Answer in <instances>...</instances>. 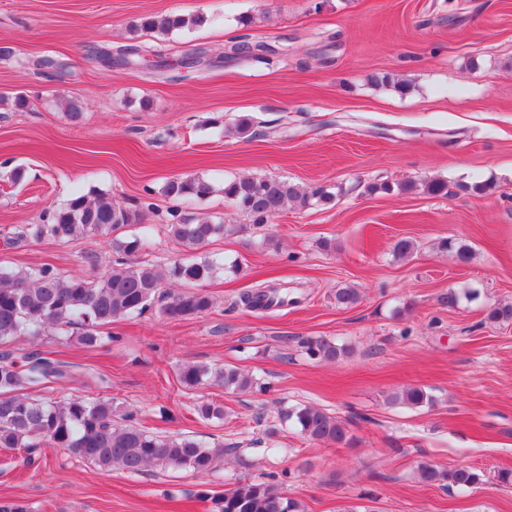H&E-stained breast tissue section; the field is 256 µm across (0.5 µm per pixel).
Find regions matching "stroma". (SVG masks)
Instances as JSON below:
<instances>
[{"mask_svg":"<svg viewBox=\"0 0 512 512\" xmlns=\"http://www.w3.org/2000/svg\"><path fill=\"white\" fill-rule=\"evenodd\" d=\"M154 13L204 21L168 35L139 30ZM240 36L275 51L228 57ZM129 45L156 50L167 67L102 61ZM384 75L411 91L381 84ZM243 116L254 124L246 138L230 132ZM187 175L212 191L174 204L163 187ZM238 176L321 184L333 199L256 225L224 199ZM425 177L447 180V196L395 190ZM484 180L495 194L467 191ZM383 182L392 192H366ZM77 193L152 203L147 258L159 265L184 252L167 233L174 217L236 225L204 252L237 268L205 283L214 307L201 317L152 310L112 323L116 342L98 348L17 339L13 349L77 366L72 382L39 398L109 397L150 430L242 443L250 465L228 458L205 478L158 467L130 476L62 448L26 467L0 448V501L31 512H211L212 496L282 472V493L305 512H512V485L497 480L512 469V323L486 318L512 302V0H0V240ZM402 238L417 249L399 258ZM443 238L469 244L472 261L439 249ZM325 239L333 249L320 248ZM112 256L107 236L0 243L2 269L93 278ZM345 284L361 290L350 309L333 301ZM267 286L287 289L290 303L243 308L244 291ZM451 289L452 308L440 300ZM319 336L351 355L310 358L300 342ZM192 361L239 367L265 388H186L178 372ZM412 386L433 404L391 402ZM202 400L223 418L198 419ZM306 405L346 422L350 443L315 444L293 427L266 435L280 407ZM424 462L467 464L484 481L428 485L417 476Z\"/></svg>","mask_w":512,"mask_h":512,"instance_id":"obj_1","label":"stroma"}]
</instances>
